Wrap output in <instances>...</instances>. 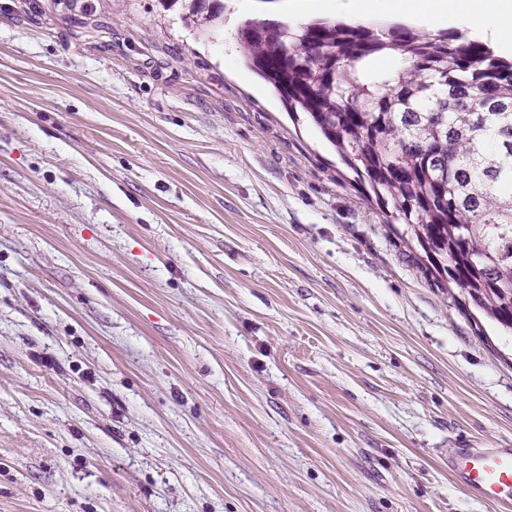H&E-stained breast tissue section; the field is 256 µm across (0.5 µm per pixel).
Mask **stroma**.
<instances>
[{
	"mask_svg": "<svg viewBox=\"0 0 512 512\" xmlns=\"http://www.w3.org/2000/svg\"><path fill=\"white\" fill-rule=\"evenodd\" d=\"M159 0H0V512H501L512 343ZM448 472L476 499L512 505V447L453 448Z\"/></svg>",
	"mask_w": 512,
	"mask_h": 512,
	"instance_id": "stroma-1",
	"label": "stroma"
}]
</instances>
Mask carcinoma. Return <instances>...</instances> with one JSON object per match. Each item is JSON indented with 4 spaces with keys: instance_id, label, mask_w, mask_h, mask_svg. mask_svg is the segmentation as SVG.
Instances as JSON below:
<instances>
[{
    "instance_id": "obj_1",
    "label": "carcinoma",
    "mask_w": 512,
    "mask_h": 512,
    "mask_svg": "<svg viewBox=\"0 0 512 512\" xmlns=\"http://www.w3.org/2000/svg\"><path fill=\"white\" fill-rule=\"evenodd\" d=\"M186 19L218 18L190 0ZM256 30L260 36H251ZM243 58L302 112L420 248L425 273L512 333V61L486 45L404 26L250 18ZM390 56L391 71L376 62Z\"/></svg>"
}]
</instances>
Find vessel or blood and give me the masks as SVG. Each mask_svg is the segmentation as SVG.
I'll list each match as a JSON object with an SVG mask.
<instances>
[{"label":"vessel or blood","mask_w":512,"mask_h":512,"mask_svg":"<svg viewBox=\"0 0 512 512\" xmlns=\"http://www.w3.org/2000/svg\"><path fill=\"white\" fill-rule=\"evenodd\" d=\"M448 471L476 499L512 505V447L453 449Z\"/></svg>","instance_id":"vessel-or-blood-1"}]
</instances>
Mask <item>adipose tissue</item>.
Listing matches in <instances>:
<instances>
[{"label": "adipose tissue", "instance_id": "adipose-tissue-1", "mask_svg": "<svg viewBox=\"0 0 512 512\" xmlns=\"http://www.w3.org/2000/svg\"><path fill=\"white\" fill-rule=\"evenodd\" d=\"M337 11L358 19L368 12L403 13L417 20L444 19L482 41L512 30V0H336Z\"/></svg>", "mask_w": 512, "mask_h": 512}]
</instances>
